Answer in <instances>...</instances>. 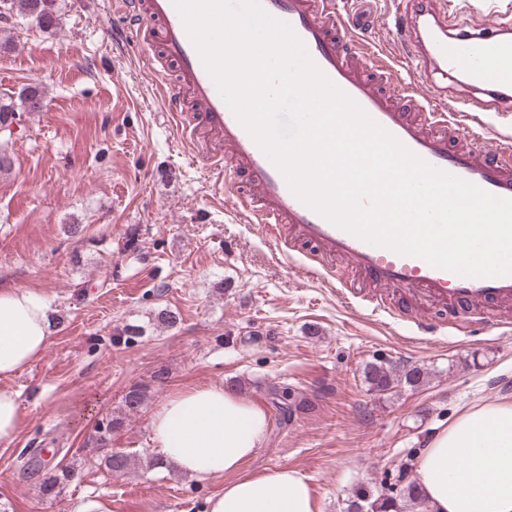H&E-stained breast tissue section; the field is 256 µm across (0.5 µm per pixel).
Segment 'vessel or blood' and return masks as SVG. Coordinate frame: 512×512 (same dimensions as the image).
Here are the masks:
<instances>
[{"label":"vessel or blood","mask_w":512,"mask_h":512,"mask_svg":"<svg viewBox=\"0 0 512 512\" xmlns=\"http://www.w3.org/2000/svg\"><path fill=\"white\" fill-rule=\"evenodd\" d=\"M126 42L148 46L163 105L193 157L216 185L246 177L234 210L298 272L336 276V260L352 277H336V295L375 315L408 321L416 336L440 329L468 335L512 323V276L462 277L422 259L371 245L299 201L283 175L222 99L171 0H119ZM288 23L319 68L378 124L431 165L503 198H512V0H406L395 25L410 46L407 58L369 53L349 36L336 0H260ZM175 68L176 82L165 81ZM441 75L455 98L422 100L419 78ZM409 292L411 304L436 302L438 322L409 316L388 287Z\"/></svg>","instance_id":"vessel-or-blood-1"}]
</instances>
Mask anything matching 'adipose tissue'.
<instances>
[{"mask_svg": "<svg viewBox=\"0 0 512 512\" xmlns=\"http://www.w3.org/2000/svg\"><path fill=\"white\" fill-rule=\"evenodd\" d=\"M53 332L43 295L0 289V443L12 441L21 422L18 394L4 382L42 357ZM268 426L262 403L220 383L190 386L152 413L151 452L190 477L223 479L205 512H320L297 469L246 470ZM415 472L429 512H512V401L461 409L425 443Z\"/></svg>", "mask_w": 512, "mask_h": 512, "instance_id": "obj_1", "label": "adipose tissue"}]
</instances>
